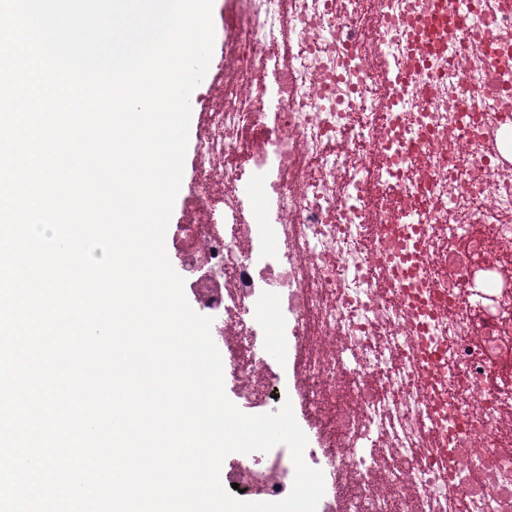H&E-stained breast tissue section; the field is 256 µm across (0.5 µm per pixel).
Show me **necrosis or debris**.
<instances>
[{"mask_svg": "<svg viewBox=\"0 0 512 512\" xmlns=\"http://www.w3.org/2000/svg\"><path fill=\"white\" fill-rule=\"evenodd\" d=\"M473 2L241 0L199 140L196 184L235 219L185 225L181 260L248 401L279 392L257 311L286 300L320 416L304 461L342 512H512V0ZM246 181L275 218L237 210ZM294 475L274 454L225 480L277 496Z\"/></svg>", "mask_w": 512, "mask_h": 512, "instance_id": "necrosis-or-debris-1", "label": "necrosis or debris"}]
</instances>
